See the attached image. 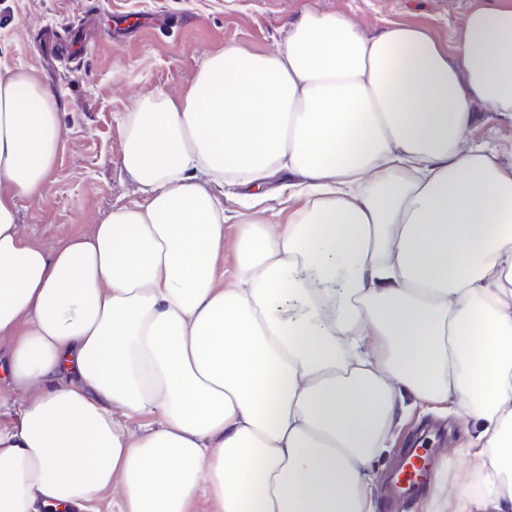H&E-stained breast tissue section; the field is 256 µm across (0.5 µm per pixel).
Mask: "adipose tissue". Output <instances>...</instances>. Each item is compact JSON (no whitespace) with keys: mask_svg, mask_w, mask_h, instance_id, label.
<instances>
[{"mask_svg":"<svg viewBox=\"0 0 512 512\" xmlns=\"http://www.w3.org/2000/svg\"><path fill=\"white\" fill-rule=\"evenodd\" d=\"M512 120V0L452 44L321 12L275 52L207 57L124 126L143 199L45 249L19 227L63 140L35 71L0 67V512H376L373 459L409 401L475 419L477 485L428 512H512V163L466 138ZM282 220L240 225L224 187ZM246 190L240 187H224V208L227 211L226 214L234 216L232 220L229 221L231 225L226 227L225 238H224V269L232 270L235 265V252H234V242L236 238L237 227L236 224L243 223L245 220H253L256 216H263L259 209L265 206H276L277 201L271 200L267 203L259 205L254 209H245L241 205L240 196Z\"/></svg>","mask_w":512,"mask_h":512,"instance_id":"1","label":"adipose tissue"}]
</instances>
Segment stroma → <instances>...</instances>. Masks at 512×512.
<instances>
[{
    "label": "stroma",
    "instance_id": "obj_1",
    "mask_svg": "<svg viewBox=\"0 0 512 512\" xmlns=\"http://www.w3.org/2000/svg\"><path fill=\"white\" fill-rule=\"evenodd\" d=\"M503 0H0V64L38 73L58 101L62 146L40 196L18 203L22 232L52 249L72 235L89 233L111 209L141 201L121 164L123 121L135 102L154 90L183 94L202 61L225 44L254 53L274 51L303 17L339 12L370 36L400 23L429 27L450 43L465 15ZM78 41L81 54L43 66L46 35ZM477 144L502 146L512 162V121L487 113L469 134ZM242 188L224 190L232 215L224 238V267L235 265L237 226L258 216L241 205ZM472 420L455 411L414 407L389 454L377 458L389 474L412 444L448 461V486L471 479L460 449Z\"/></svg>",
    "mask_w": 512,
    "mask_h": 512
}]
</instances>
